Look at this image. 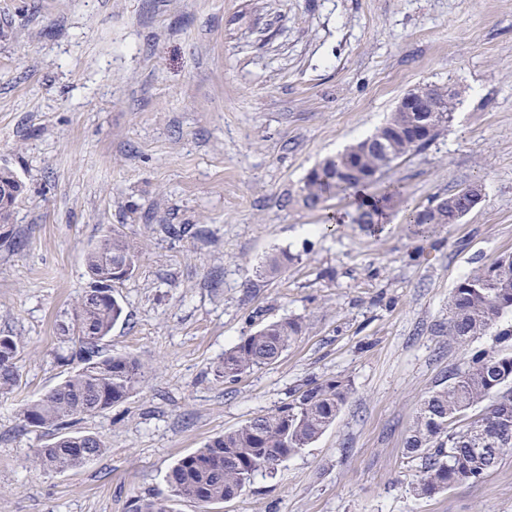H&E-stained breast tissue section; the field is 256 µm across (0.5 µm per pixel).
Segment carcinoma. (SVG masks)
<instances>
[{
  "label": "carcinoma",
  "instance_id": "cac0c4a2",
  "mask_svg": "<svg viewBox=\"0 0 512 512\" xmlns=\"http://www.w3.org/2000/svg\"><path fill=\"white\" fill-rule=\"evenodd\" d=\"M379 133L325 159L306 178L305 201L316 206L325 198L369 184L367 173L381 171L396 159L422 145L404 138L386 139L374 148L368 143ZM16 176L0 168V225L12 223L18 196ZM393 195L382 194L373 209L359 220L376 224L378 209ZM468 197L457 191L448 205L416 210L409 223L418 226L458 222L468 209ZM139 262V249L122 235L110 232L86 255L90 288L59 324L66 341L76 346L71 359L78 367L37 401L20 410L22 421L33 427L63 431L47 448L34 455L43 470L79 469L100 456L105 443L90 433L64 432L84 415L110 409L126 401L144 378L142 364L129 356L112 355L101 343L123 315L112 295V282L131 276ZM448 327L466 345L477 336L498 329L500 318L512 313V255L504 256L461 280L453 289ZM302 321L284 318L269 322L240 338L224 352L217 372L224 378L278 361L302 332ZM18 343L0 336V392L17 385ZM350 384L330 379L318 383L277 409L248 420L237 429L209 440L204 447L180 458L166 476L170 496L188 499L209 512L211 506L241 495L255 474L268 471L309 447L329 428L345 403ZM407 452L421 459L420 476L413 486L416 496L431 497L473 482L494 470L512 453V350L481 351L462 368L449 373L448 385L424 399L405 439ZM133 512H172L169 499L138 498Z\"/></svg>",
  "mask_w": 512,
  "mask_h": 512
}]
</instances>
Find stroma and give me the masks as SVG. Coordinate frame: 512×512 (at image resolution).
I'll list each match as a JSON object with an SVG mask.
<instances>
[{"mask_svg":"<svg viewBox=\"0 0 512 512\" xmlns=\"http://www.w3.org/2000/svg\"><path fill=\"white\" fill-rule=\"evenodd\" d=\"M429 85L462 96L371 184L402 192L385 224L357 223L352 193L306 204L320 161ZM0 167L25 186L0 237L20 374L0 393V512H132L168 496L178 459L329 379L351 385L333 425L214 512H512V454L421 498L404 453L429 392L497 348L449 336L448 300L512 254V0H0ZM475 182L459 223L407 224ZM113 228L140 263L112 285L124 318L102 347L145 381L72 424L103 455L45 471L31 460L57 432L19 411L68 374L58 323ZM286 317L303 331L277 362L219 377L226 350Z\"/></svg>","mask_w":512,"mask_h":512,"instance_id":"obj_1","label":"stroma"}]
</instances>
